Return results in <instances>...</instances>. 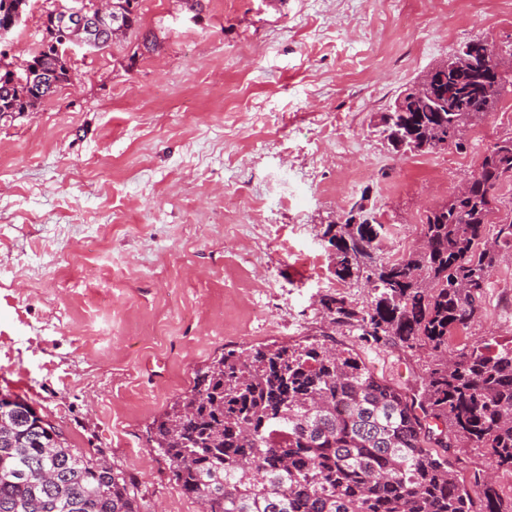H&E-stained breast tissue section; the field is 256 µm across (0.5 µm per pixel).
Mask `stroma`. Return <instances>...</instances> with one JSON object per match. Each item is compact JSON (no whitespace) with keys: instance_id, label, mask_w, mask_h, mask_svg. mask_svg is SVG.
<instances>
[{"instance_id":"35a3bbf8","label":"stroma","mask_w":512,"mask_h":512,"mask_svg":"<svg viewBox=\"0 0 512 512\" xmlns=\"http://www.w3.org/2000/svg\"><path fill=\"white\" fill-rule=\"evenodd\" d=\"M54 0H29L9 56L30 59ZM153 51L76 46L74 82L0 119V391L70 445L134 474L150 512H200L148 427L214 355L324 326L341 281L323 231L366 198L380 255L417 246L426 210L512 133V97L463 148L398 154L375 131L416 77L470 40L512 48V0H140ZM512 337V260L450 348ZM376 377L420 394L427 351L370 346Z\"/></svg>"}]
</instances>
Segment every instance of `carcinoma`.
I'll use <instances>...</instances> for the list:
<instances>
[{
	"instance_id": "1",
	"label": "carcinoma",
	"mask_w": 512,
	"mask_h": 512,
	"mask_svg": "<svg viewBox=\"0 0 512 512\" xmlns=\"http://www.w3.org/2000/svg\"><path fill=\"white\" fill-rule=\"evenodd\" d=\"M29 0H0V29L16 28ZM128 31H142L139 0H125ZM47 11L48 42L25 70L0 54V119L34 111L36 80L69 82L67 31ZM488 45L466 70L439 72L429 93L406 88V111L381 114L395 152L459 145L461 115L495 111L512 74L485 79ZM512 179V136L491 145L468 192L425 214L422 245L394 261L377 255L382 224H329L335 275L364 280L359 307L337 294L320 305L331 331L244 353L228 349L152 423L150 441L183 495L203 512H512L489 477L466 488L432 447L477 452L512 472V341L494 337L448 352V336L478 315L493 270L512 257V213L488 230L500 184ZM343 326L370 345L392 342L431 357L420 399L381 381L348 349ZM138 479L72 447L26 399L0 392V512H147Z\"/></svg>"
}]
</instances>
